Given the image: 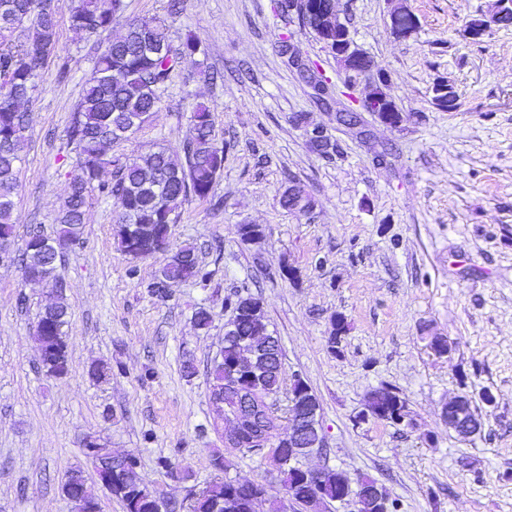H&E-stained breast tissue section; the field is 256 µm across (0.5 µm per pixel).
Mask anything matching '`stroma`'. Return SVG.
<instances>
[{
    "instance_id": "stroma-1",
    "label": "stroma",
    "mask_w": 512,
    "mask_h": 512,
    "mask_svg": "<svg viewBox=\"0 0 512 512\" xmlns=\"http://www.w3.org/2000/svg\"><path fill=\"white\" fill-rule=\"evenodd\" d=\"M491 2L337 0L403 116L393 128L368 118L366 143L313 102L279 54L274 0H184L176 16L168 0H125V18L156 16L172 39L192 32L202 41L201 53L177 64L162 109L112 154L177 146L193 104L210 107L219 136L234 145L215 184L223 205L186 202L170 242L196 244L211 277L172 284L166 301L149 293L168 252L138 261L121 252L116 205L90 184L83 238L57 269L70 305V367L49 377L33 333L52 286L0 267V512H72L68 474L96 478L82 452L88 433L113 453L138 454L150 490L189 512L194 491L217 476L210 458L224 442L207 370L232 315L224 301L243 288L279 338L285 382L301 375L319 400L325 449L304 466L374 478L398 512H512V27L461 36ZM75 4L52 0L60 51L28 105L18 250L32 229L54 235L80 166L68 128L94 63L91 38L70 26ZM399 6L419 20L406 38L390 31ZM291 30L338 105L364 98L365 85H349L314 32ZM209 67L223 70V83L203 81ZM441 79L456 88L453 110L432 100ZM301 113L332 135V157L309 150L293 122ZM291 186L312 199L311 212L281 205ZM242 224L262 225L264 237L241 241ZM201 307L214 315L206 331L194 323ZM339 315L348 331L335 354L328 338ZM434 336L448 340L449 356L434 354ZM95 364L113 367L112 376L93 379ZM384 386L406 399L403 424L361 418L368 393ZM460 393L482 418L470 438L443 417ZM164 457L190 478H171L158 464Z\"/></svg>"
}]
</instances>
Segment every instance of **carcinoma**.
Instances as JSON below:
<instances>
[{"label": "carcinoma", "instance_id": "cac0c4a2", "mask_svg": "<svg viewBox=\"0 0 512 512\" xmlns=\"http://www.w3.org/2000/svg\"><path fill=\"white\" fill-rule=\"evenodd\" d=\"M42 2L0 0V30L7 29L14 18L20 19V25L27 29L26 41L19 47H0V242L11 243L14 239L13 210L20 189L19 163L28 129L27 105L43 70L58 51L54 11L42 6ZM288 2L280 3L284 24L295 18L302 26L318 31L317 11L295 17L288 11ZM125 8L123 0H77L71 12L70 26L74 31L98 36L93 75L72 112L68 130L69 139L81 155L80 174L71 182L57 235L49 239L37 233L31 235L20 258L23 277L55 282L56 300L39 314L34 331L40 364L49 377L62 376L69 368V305L65 285L57 279L56 270L57 263L83 234L86 185L95 181L102 170L112 168V180L100 184L99 190L117 204V221L123 225L120 250L135 260L144 259L158 252L146 227L174 224L182 205L190 199L214 197L216 180L224 169L225 152L231 149V144L216 132L210 109L200 103L190 111V134L178 149L159 147L144 157L123 161L108 154L112 128L122 125L130 113L146 122L161 108L163 92L178 60L200 51L198 38L191 34L173 46L169 25L157 18L128 20L125 33L112 37V28L123 17ZM281 202L301 212L312 208V200L292 188L284 191ZM209 277L210 272L200 265L196 247L184 244L157 271L151 292L164 298L171 282L204 281ZM248 303H255L249 293H237L229 300L233 316L224 334L221 360L211 366L209 398H221L225 411L237 413L235 451L262 456L261 447L279 432V415L267 406L265 396L280 391L282 352H277L275 358L254 354L267 339L277 346L280 342L266 332L262 309L246 312ZM346 332L345 317L339 315L329 336L333 353H340L339 345ZM250 359L251 372L258 375L261 386L260 392L252 394L243 408L233 373ZM367 403L378 419L394 425L399 424L401 411L407 409L402 394H393L385 387L370 392ZM90 439L83 454L110 463L114 458L112 450L100 437L92 435ZM131 457L133 463L123 469L122 488H112V496L121 502L124 512H154L139 458L134 453ZM279 473L285 496L295 499L309 492L315 505L336 500L347 480V476L333 469L323 470L315 486L297 468L282 466ZM362 481L376 488L377 494L362 499L359 512H395L396 502L383 487L367 477ZM62 491L74 512H100L98 496L81 470L72 471ZM268 499L272 500L273 512H279L280 501L269 494L266 483L218 478L193 494L190 512H254L257 502Z\"/></svg>", "mask_w": 512, "mask_h": 512}]
</instances>
